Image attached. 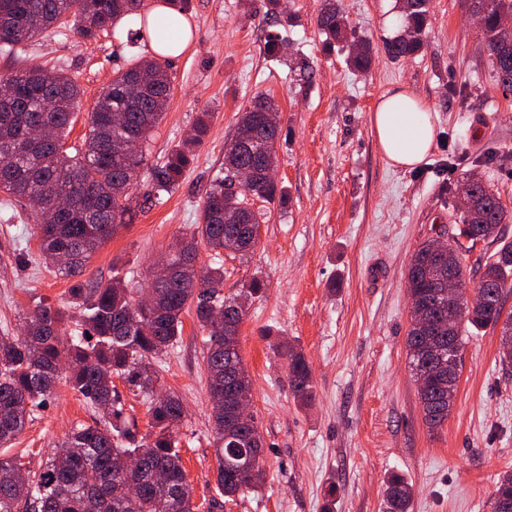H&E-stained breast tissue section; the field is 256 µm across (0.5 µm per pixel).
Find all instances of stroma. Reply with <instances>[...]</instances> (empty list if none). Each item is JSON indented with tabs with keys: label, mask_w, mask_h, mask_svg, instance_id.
Masks as SVG:
<instances>
[{
	"label": "stroma",
	"mask_w": 512,
	"mask_h": 512,
	"mask_svg": "<svg viewBox=\"0 0 512 512\" xmlns=\"http://www.w3.org/2000/svg\"><path fill=\"white\" fill-rule=\"evenodd\" d=\"M322 4L190 0V41L164 58L173 91L149 163L189 135L199 112H210V131L172 194L153 199L150 179L141 177L134 195L141 212L102 246L84 277L145 281L169 245L198 223L239 109L260 95L273 98L284 126L275 174L288 203H262L266 221L254 250L222 257L225 290L254 277L266 285L239 335L264 441L256 491L228 501L216 486L206 335L193 314H184L181 340L156 364L186 410L179 439L196 503L211 512H384L385 480L396 473L413 486L412 512H491L494 483L512 470V371L498 362L500 331L470 329L455 406L441 427L428 429L406 359L405 273L436 229L454 227L451 189L464 174L482 176L512 203V93L500 89L464 0H430L428 38L399 62L383 46L396 31L397 0H336L373 44L366 72L349 67L342 47L324 52ZM132 27L122 19L89 46L70 32L39 36L21 61L0 57V76L23 64L64 70L81 88L67 137L75 144L115 71L132 56L153 54L149 39H128ZM272 36L312 61L308 79L268 57ZM398 86L415 91L436 116L432 150L406 170L390 165L372 123L380 97ZM33 231L25 209L0 195V331L11 336L37 303L69 308L70 283L38 260ZM289 345L311 370L306 404L288 385L282 352ZM95 415L60 377L5 453L38 470L55 443Z\"/></svg>",
	"instance_id": "1"
}]
</instances>
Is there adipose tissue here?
<instances>
[{
    "label": "adipose tissue",
    "instance_id": "adipose-tissue-1",
    "mask_svg": "<svg viewBox=\"0 0 512 512\" xmlns=\"http://www.w3.org/2000/svg\"><path fill=\"white\" fill-rule=\"evenodd\" d=\"M374 131L384 156L399 169L419 165L430 152L436 137L433 113L406 87L390 90L378 101Z\"/></svg>",
    "mask_w": 512,
    "mask_h": 512
}]
</instances>
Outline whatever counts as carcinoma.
<instances>
[{
  "label": "carcinoma",
  "instance_id": "cac0c4a2",
  "mask_svg": "<svg viewBox=\"0 0 512 512\" xmlns=\"http://www.w3.org/2000/svg\"><path fill=\"white\" fill-rule=\"evenodd\" d=\"M173 13L143 20L149 39L163 44L183 24L189 0H167ZM474 13L483 14L479 38L488 52L500 87H512V0H467ZM142 0H0V55L17 60L24 45L54 29H70L86 42L113 28L124 17L138 15ZM430 0H403L397 34L385 41V50L398 60L421 49L429 21ZM317 24L327 36V47L341 41L349 47L350 64L369 66L371 42L347 26L334 3L324 5ZM0 192L29 206L36 223L39 257L62 277L73 280L69 305L81 331L68 330L62 311L39 304L24 316L21 336H0V447H9L24 431L34 408L55 389L62 360L69 364V382L97 410L92 424L80 423L57 445V451L39 470L27 474L18 459L0 455V512H87L95 501L97 512H199L178 448V429L184 417L181 399L164 390L154 362L182 337V313L194 309L208 341L204 364L210 392L230 396L252 395L247 377L224 376V365L242 362L239 332L247 303L260 297L265 285L253 278L240 291L224 294V267L197 266L199 246L220 256L229 251L246 255L259 239L262 213L252 208L255 198L285 206L284 191L260 178L243 188L228 184L229 174L241 167L262 168L276 163L275 145L283 125L278 105L265 99L264 110L254 105L240 112L234 139L225 146L224 176L207 193L200 224L179 238L162 259L161 277L151 280L156 293L148 311L139 310L142 285L129 287L122 277L89 284L79 280L86 264L117 230L132 223L133 187L145 163L146 150L167 109L172 80L167 65L153 58L134 57L117 70L88 118L81 145L67 146L75 118L80 87L53 68L25 66L0 78ZM126 113L125 130L113 126V112ZM52 125V139L37 142L31 131L43 122ZM209 130V113L198 116L193 132L161 163L151 165L149 178L155 198L178 187L195 158V148ZM141 143L131 154L123 147L127 135ZM468 188L475 205L457 203L456 238L475 247L501 238V226L512 223V207L473 173L462 176L458 188ZM512 275V244L505 243L482 264L474 288L490 295V304L468 301L463 259L457 263L455 294L448 295L442 269L432 264L429 243L417 250L407 269L410 292L432 302L442 338L464 348L468 327H501L500 336L512 340V316H503L502 297ZM426 337L411 319L405 348L410 371L419 378L423 417L434 429L448 420V405L431 384L432 365L423 352ZM288 383L294 397L311 396L310 373L304 356L284 351ZM123 380L147 401L148 431L138 436L137 422L127 415L114 385ZM212 439L216 449V484L232 499L253 489L264 471L251 473L245 456L262 454L256 426H227L224 406H212ZM137 457L141 467L127 469ZM389 512H409L412 488L392 475L386 480ZM512 499V472L499 475L491 504Z\"/></svg>",
  "mask_w": 512,
  "mask_h": 512
}]
</instances>
